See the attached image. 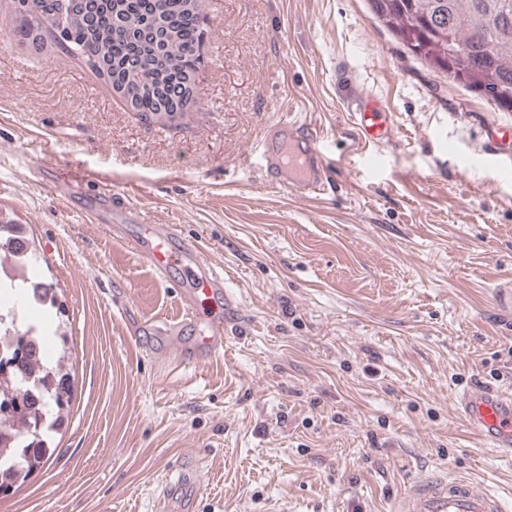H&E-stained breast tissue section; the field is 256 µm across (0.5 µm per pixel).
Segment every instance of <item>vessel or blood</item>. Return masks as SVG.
<instances>
[{
  "mask_svg": "<svg viewBox=\"0 0 512 512\" xmlns=\"http://www.w3.org/2000/svg\"><path fill=\"white\" fill-rule=\"evenodd\" d=\"M353 115L363 140L384 139L387 114L368 93L355 98ZM266 157L265 172L271 182L288 185L302 197L322 193L327 182L325 154L316 135L296 122L272 126L262 143ZM107 230L114 237L128 240L138 255L160 276L176 281L187 308H194L198 297L219 299L224 304L223 318L207 322L192 344L183 343L184 323L163 322L159 329L167 339V349L180 361L203 364L224 351V325L236 319L237 301L224 285V273L218 270L194 242L182 237L169 224H111ZM458 409L473 433L486 447L512 457V394L480 383L465 388L458 399ZM200 488L199 477L179 471L167 480L159 500L161 512H191L192 492ZM400 512H508L497 492L475 488L462 479H429L416 483L402 502Z\"/></svg>",
  "mask_w": 512,
  "mask_h": 512,
  "instance_id": "obj_1",
  "label": "vessel or blood"
}]
</instances>
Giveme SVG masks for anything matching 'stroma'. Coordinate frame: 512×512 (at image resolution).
<instances>
[{"mask_svg": "<svg viewBox=\"0 0 512 512\" xmlns=\"http://www.w3.org/2000/svg\"><path fill=\"white\" fill-rule=\"evenodd\" d=\"M201 107L131 111L0 0V219L22 225L66 313L76 393L58 447L0 512H159L195 461V512H398L416 482L512 497V459L456 410L480 380L512 390V112L414 57L368 0H201ZM389 107L357 138L353 98ZM322 136L306 199L265 177L274 123ZM78 169L65 189L54 171ZM170 224L239 303L224 354L163 370L154 331L185 317L170 283L83 207L97 187Z\"/></svg>", "mask_w": 512, "mask_h": 512, "instance_id": "1", "label": "stroma"}]
</instances>
